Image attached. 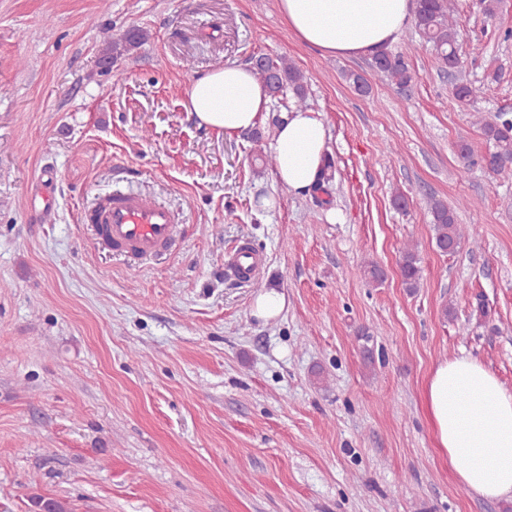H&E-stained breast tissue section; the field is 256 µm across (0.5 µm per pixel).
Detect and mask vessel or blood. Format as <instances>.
Returning a JSON list of instances; mask_svg holds the SVG:
<instances>
[{
    "instance_id": "1",
    "label": "vessel or blood",
    "mask_w": 512,
    "mask_h": 512,
    "mask_svg": "<svg viewBox=\"0 0 512 512\" xmlns=\"http://www.w3.org/2000/svg\"><path fill=\"white\" fill-rule=\"evenodd\" d=\"M79 221L92 225L101 248L134 260L156 258L176 246L178 217L166 204L132 189H115L82 211ZM265 266L263 254L243 242L227 256L225 271L235 281H255Z\"/></svg>"
}]
</instances>
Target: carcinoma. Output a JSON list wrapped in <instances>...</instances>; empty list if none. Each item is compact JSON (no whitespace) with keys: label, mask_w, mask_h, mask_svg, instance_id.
Returning <instances> with one entry per match:
<instances>
[{"label":"carcinoma","mask_w":512,"mask_h":512,"mask_svg":"<svg viewBox=\"0 0 512 512\" xmlns=\"http://www.w3.org/2000/svg\"><path fill=\"white\" fill-rule=\"evenodd\" d=\"M414 24L419 34L431 44L435 60L442 70H457L462 65L463 43L454 18V0H415ZM149 38L147 31L131 28L112 39L100 51L101 64H114L125 53L142 46ZM261 62L253 65V71L272 97L284 91L292 92L295 106L306 107L307 78L289 59H272L260 56ZM374 69L381 78L401 92L412 85L413 75L409 64L400 53L382 50L373 56ZM456 101L464 106L475 102L476 89L462 79L454 86ZM482 133L487 151L481 156L486 169L495 176L512 177V115L497 113L493 119L482 122ZM436 247L444 254H454L465 239L477 246L480 231L477 226L468 228L458 223L456 210L448 204L430 198L428 201ZM421 268L414 250L403 253L401 276L409 289L418 287ZM31 512H70L63 499L45 497L37 493L29 496Z\"/></svg>","instance_id":"obj_1"}]
</instances>
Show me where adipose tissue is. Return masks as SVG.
Segmentation results:
<instances>
[{
  "instance_id": "obj_1",
  "label": "adipose tissue",
  "mask_w": 512,
  "mask_h": 512,
  "mask_svg": "<svg viewBox=\"0 0 512 512\" xmlns=\"http://www.w3.org/2000/svg\"><path fill=\"white\" fill-rule=\"evenodd\" d=\"M289 29L322 54H377L393 44L410 18L409 0H278ZM270 97L253 71L227 65L194 77L185 109L198 127L224 134L253 130ZM323 113H280L271 142L277 179L297 195L322 185L329 155ZM426 403L436 441L459 485L487 499H512V391L479 361L456 356L435 366Z\"/></svg>"
}]
</instances>
